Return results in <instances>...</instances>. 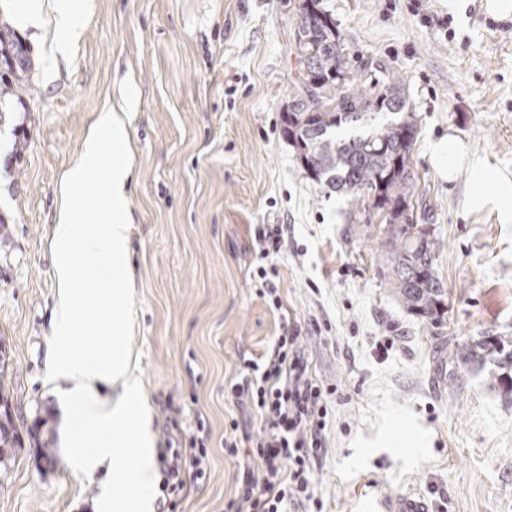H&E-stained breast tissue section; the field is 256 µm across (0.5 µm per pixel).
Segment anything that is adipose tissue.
Instances as JSON below:
<instances>
[{"instance_id":"adipose-tissue-1","label":"adipose tissue","mask_w":512,"mask_h":512,"mask_svg":"<svg viewBox=\"0 0 512 512\" xmlns=\"http://www.w3.org/2000/svg\"><path fill=\"white\" fill-rule=\"evenodd\" d=\"M126 149L124 114L100 110L76 166L61 186L53 240L57 291L46 372L65 408L61 446L67 460L77 476L100 482L98 512H154L158 482L150 408L125 343L131 327L132 278L125 197L132 170L123 160ZM107 150L117 160L96 207L106 221L99 230L77 221L84 205L73 187L98 169ZM430 156L436 173L448 181L460 167L470 168L473 206L492 203L512 215V178L488 168L459 137L450 134L433 141ZM82 256L95 260L100 278L120 280V287H83L76 271ZM79 323L92 327L95 345L76 340L74 328Z\"/></svg>"}]
</instances>
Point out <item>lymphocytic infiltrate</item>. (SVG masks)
Here are the masks:
<instances>
[{"mask_svg":"<svg viewBox=\"0 0 512 512\" xmlns=\"http://www.w3.org/2000/svg\"><path fill=\"white\" fill-rule=\"evenodd\" d=\"M298 333L278 336L261 361H247L242 381L231 384L236 403L252 408L262 427L256 434H230V455L245 453L241 493L229 512H323L316 475L326 455L331 388L313 372ZM163 488L181 493L189 482L209 477L206 446L193 453L173 450Z\"/></svg>","mask_w":512,"mask_h":512,"instance_id":"1","label":"lymphocytic infiltrate"}]
</instances>
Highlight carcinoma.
<instances>
[{
  "label": "carcinoma",
  "instance_id": "obj_1",
  "mask_svg": "<svg viewBox=\"0 0 512 512\" xmlns=\"http://www.w3.org/2000/svg\"><path fill=\"white\" fill-rule=\"evenodd\" d=\"M296 75L284 113L283 132L297 150L305 175L325 186L344 190L359 207L370 206L384 216L391 252L385 283L410 313L432 325L444 314V288L433 261L440 242L429 230L409 222L408 199L412 150L418 129L409 111L404 82L380 79L378 65L355 60L346 52L342 34L325 0H301L294 27ZM30 49L8 27L0 25V108L32 96ZM347 126L363 132L347 138ZM5 350L0 348V463L9 450L21 447L11 401L4 393ZM451 358L470 371L492 372L490 387L503 391L512 375V337L486 336L452 352ZM43 458L54 460L53 432L31 434Z\"/></svg>",
  "mask_w": 512,
  "mask_h": 512
}]
</instances>
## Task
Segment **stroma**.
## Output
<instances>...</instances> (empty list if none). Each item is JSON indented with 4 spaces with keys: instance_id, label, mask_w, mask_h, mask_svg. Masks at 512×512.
<instances>
[{
    "instance_id": "obj_1",
    "label": "stroma",
    "mask_w": 512,
    "mask_h": 512,
    "mask_svg": "<svg viewBox=\"0 0 512 512\" xmlns=\"http://www.w3.org/2000/svg\"><path fill=\"white\" fill-rule=\"evenodd\" d=\"M485 2L456 12L448 0H326L347 52L408 89L419 129L410 209L442 243L437 327L384 285L385 225L307 178L284 137L300 0H84L64 55L52 22L21 31L36 93L0 113V345L25 433L0 475V512H95L98 484L65 457L46 462L29 431L39 417L62 423L45 371L59 189L107 105L129 118L128 344L158 456L208 434V479L184 496L159 492L155 512H226L243 468L224 437L260 429L229 386L286 326L334 390L317 485L326 512H383L399 496L427 512H512V402L448 357L512 336V220L470 208L468 170L441 180L428 156L452 133L512 176V19ZM260 224L284 227L264 260ZM261 265L279 272L282 310L258 294Z\"/></svg>"
}]
</instances>
